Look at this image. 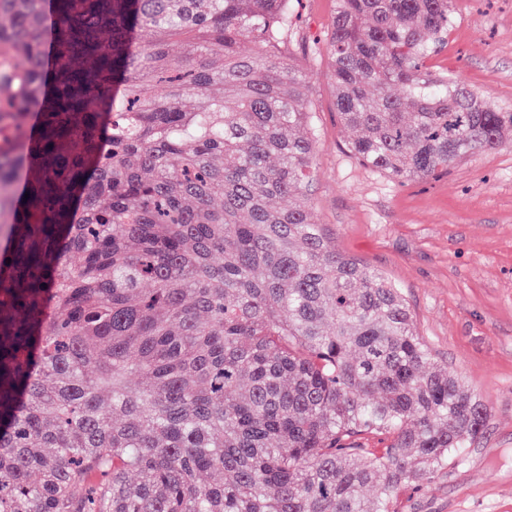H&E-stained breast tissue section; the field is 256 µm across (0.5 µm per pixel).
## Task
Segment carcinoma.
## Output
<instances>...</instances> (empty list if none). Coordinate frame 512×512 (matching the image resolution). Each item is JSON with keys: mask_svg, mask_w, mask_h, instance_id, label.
I'll list each match as a JSON object with an SVG mask.
<instances>
[{"mask_svg": "<svg viewBox=\"0 0 512 512\" xmlns=\"http://www.w3.org/2000/svg\"><path fill=\"white\" fill-rule=\"evenodd\" d=\"M292 16L0 0V512H396L483 433L403 292L312 218ZM453 20L450 0H336L361 164L405 183L512 139L511 111L423 73Z\"/></svg>", "mask_w": 512, "mask_h": 512, "instance_id": "obj_1", "label": "carcinoma"}]
</instances>
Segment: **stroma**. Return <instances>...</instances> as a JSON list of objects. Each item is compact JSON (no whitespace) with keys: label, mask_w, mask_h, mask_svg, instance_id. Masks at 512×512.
I'll return each mask as SVG.
<instances>
[{"label":"stroma","mask_w":512,"mask_h":512,"mask_svg":"<svg viewBox=\"0 0 512 512\" xmlns=\"http://www.w3.org/2000/svg\"><path fill=\"white\" fill-rule=\"evenodd\" d=\"M288 49L303 70L316 152L307 198L336 247L402 289L435 359L488 417L463 465L401 487L398 512H512V141L401 183L360 164L336 116L325 35L336 0H294ZM430 76H458L512 111V0H451Z\"/></svg>","instance_id":"35a3bbf8"}]
</instances>
